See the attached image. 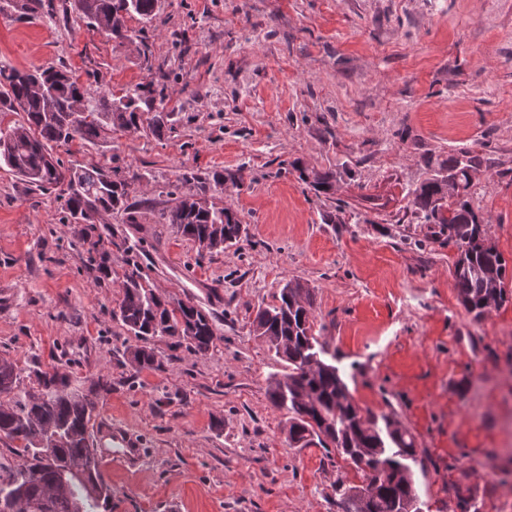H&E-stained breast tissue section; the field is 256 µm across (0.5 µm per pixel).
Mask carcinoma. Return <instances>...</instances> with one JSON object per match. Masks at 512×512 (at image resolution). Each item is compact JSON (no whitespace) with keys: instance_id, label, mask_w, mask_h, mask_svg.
Wrapping results in <instances>:
<instances>
[{"instance_id":"carcinoma-1","label":"carcinoma","mask_w":512,"mask_h":512,"mask_svg":"<svg viewBox=\"0 0 512 512\" xmlns=\"http://www.w3.org/2000/svg\"><path fill=\"white\" fill-rule=\"evenodd\" d=\"M73 6L88 26L118 40L127 38V18L138 15L146 23L159 18V0H73ZM153 93L151 85L140 84L117 100L101 95L88 106L83 87L61 69L20 71L0 63V112L25 114L24 123L0 129V161L28 185L65 199L68 223L79 226L80 240L98 256L97 270L106 277L112 273L106 245L114 241L99 230L102 216L124 212L128 223H136L126 178L97 165L65 169L52 150L77 139L93 143L112 130L138 128L139 104L151 106ZM480 166V157L468 154L448 163V177L462 185V197L450 206L441 203L443 184L436 179L411 191L414 214L428 225L431 237L457 247L454 286L476 319L512 302L506 261L497 249H483L482 224L467 199L470 173ZM184 181L193 183L195 191L171 199L160 213L163 223L198 244L208 242L210 252L238 244L244 225L230 209L206 199L210 191L223 188L224 176L192 173ZM128 266L112 319L141 341L167 336L197 354L207 353L214 339L209 317L181 299L157 295L138 260ZM314 301L313 289L290 281L277 303L256 314L254 335L287 368L269 377L268 398L286 419L289 446H319L360 474L361 483L342 486L341 512H402L420 499L417 474H426L416 438L394 413L378 415L353 402L336 355L312 333ZM129 360L139 368L159 365L154 350L145 345L129 350ZM25 372L10 361L0 366V438L20 442L14 448L17 463L0 465V512H93L108 505L112 488L89 432L97 392L106 384L97 381L75 394L66 391L67 382L58 373L36 369L41 393L19 402L13 393Z\"/></svg>"}]
</instances>
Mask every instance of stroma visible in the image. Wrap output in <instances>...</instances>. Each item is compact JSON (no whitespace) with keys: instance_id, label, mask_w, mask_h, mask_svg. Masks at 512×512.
I'll return each instance as SVG.
<instances>
[{"instance_id":"obj_1","label":"stroma","mask_w":512,"mask_h":512,"mask_svg":"<svg viewBox=\"0 0 512 512\" xmlns=\"http://www.w3.org/2000/svg\"><path fill=\"white\" fill-rule=\"evenodd\" d=\"M42 3L0 9V62L66 68L92 99L160 90L171 133L144 123L53 154L126 176L136 221L107 216L116 239L135 244L154 291L215 331L207 354L157 337L161 367H132L137 340L111 318L124 250L100 279L64 199L0 163V360L80 393L109 382L96 415L143 450L129 468L98 449L111 512H337L338 484L360 477L289 447L266 391L285 363L252 333L290 280L314 289L313 331L355 402L415 435L430 512L464 499L512 512V303L479 320L463 308L458 249L430 238L409 196L451 158L481 156L468 200L512 273V0H161L158 22L128 18L124 44L72 0ZM302 166L335 172V191L316 194ZM189 172L223 174L209 199L244 224L238 245L202 252L161 223Z\"/></svg>"}]
</instances>
